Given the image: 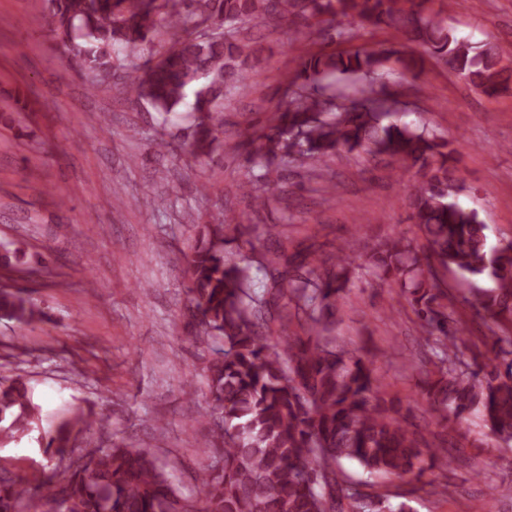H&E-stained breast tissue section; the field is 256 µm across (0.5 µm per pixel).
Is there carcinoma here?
<instances>
[{
	"label": "carcinoma",
	"mask_w": 512,
	"mask_h": 512,
	"mask_svg": "<svg viewBox=\"0 0 512 512\" xmlns=\"http://www.w3.org/2000/svg\"><path fill=\"white\" fill-rule=\"evenodd\" d=\"M50 30L64 46L72 70L107 73L119 52L137 57L165 29L166 43L134 65L137 100L162 117L180 116L190 106L188 153L196 162L213 159L224 141V99L243 90L249 62L261 50L243 31L284 22L324 38L336 16L387 28L402 49L357 46L336 52L322 46L300 59L284 79L288 105L264 122L248 124L243 142L253 166L277 159L324 177L320 163L342 150H361L387 160L394 175L415 171L424 181L409 195L411 220L426 248L403 237L363 245L365 263L395 283L412 304L419 330L435 360L425 371L423 394L442 418L479 410L491 431L512 440V244L492 246L477 210L448 191L457 149L427 128L401 120L398 101L380 94L371 75L392 55L408 71L421 68L417 45L449 71L488 96L512 87V71L500 66L495 46H472L428 12L426 0H48ZM262 174L241 184L254 205H268L275 192L262 190ZM279 225L258 228L224 214L203 226L197 245L183 256L188 275L186 314L192 340L220 342L219 356L206 366L207 407L213 440L205 454L215 462L198 474L200 491L186 495L149 448L114 444L89 453L59 484L54 476L17 479L0 472V512H20L33 490L57 502L59 512H342L343 501L358 507L371 499L374 512H413L392 504L336 470L343 459L370 474L411 475L448 469V449L417 438L385 398L371 363L337 346L327 320L351 281L344 255L320 264L308 251L286 256ZM235 250L238 259L229 257ZM259 257L269 288L253 290L252 263ZM493 282L463 302L503 319L501 336L482 344L499 363L479 376L461 368L477 360V344L460 339L463 328L448 303L455 297L439 284L436 267ZM0 317L23 326L45 312L27 286L0 289ZM40 407L29 382L0 381V440L33 429ZM93 411L72 412L44 434L47 456L68 453L73 430L91 422Z\"/></svg>",
	"instance_id": "obj_1"
}]
</instances>
